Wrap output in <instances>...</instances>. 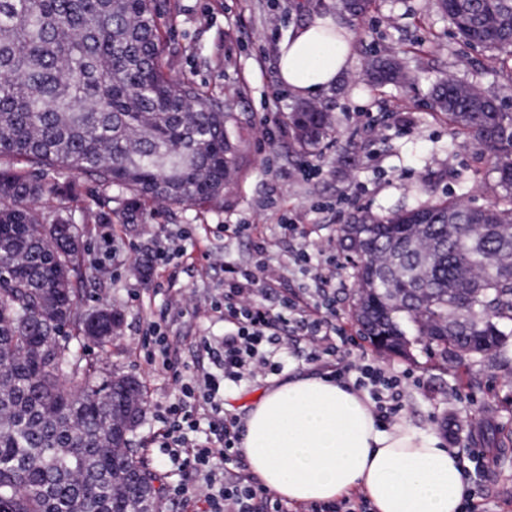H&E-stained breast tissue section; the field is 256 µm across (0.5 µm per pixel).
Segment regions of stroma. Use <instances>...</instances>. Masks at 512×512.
Segmentation results:
<instances>
[{
  "mask_svg": "<svg viewBox=\"0 0 512 512\" xmlns=\"http://www.w3.org/2000/svg\"><path fill=\"white\" fill-rule=\"evenodd\" d=\"M161 18L171 77L203 87L242 115L240 148L245 170L211 206L147 202L135 223L93 221L101 189L79 179L74 205L84 221V247L106 272L85 285L84 309L112 305L123 325L91 358L108 371L135 376L146 405L134 445L156 473L165 467L149 445L160 426L157 410L174 400L176 387L146 363L140 343L148 319H170L169 339L184 350L199 337L218 340L224 319L210 308L224 295L225 264L255 260L256 235L270 241L265 261L283 285L307 284L308 275L289 266L294 241L280 223L301 224L312 242L336 258L327 272L350 282L348 253L336 237L339 224L360 212L385 214L425 201H462L481 206L492 200L494 179L487 157L436 115L430 92L446 78L478 84L512 113V57L464 47L436 0H371L361 12L342 0H165ZM338 18L353 38L354 66L317 100L330 113L336 134L311 153L301 150L284 123L296 105L278 75L277 44L312 13ZM398 56L410 79L400 86L367 83L369 61ZM282 121L274 141L262 120ZM232 224L247 225L234 234ZM174 251L171 260L149 264L158 241ZM359 351L381 365L411 370L422 381L410 388L404 420L434 432L446 447L461 448L475 437L485 452L486 474L471 482L475 512H512V360L472 366L435 367L425 354L413 358L377 351L360 340Z\"/></svg>",
  "mask_w": 512,
  "mask_h": 512,
  "instance_id": "35a3bbf8",
  "label": "stroma"
}]
</instances>
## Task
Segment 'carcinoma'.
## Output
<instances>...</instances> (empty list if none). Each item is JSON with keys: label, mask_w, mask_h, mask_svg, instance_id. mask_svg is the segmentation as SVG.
<instances>
[{"label": "carcinoma", "mask_w": 512, "mask_h": 512, "mask_svg": "<svg viewBox=\"0 0 512 512\" xmlns=\"http://www.w3.org/2000/svg\"><path fill=\"white\" fill-rule=\"evenodd\" d=\"M462 45L512 56V0H438ZM161 0H0V512H145L160 488L132 436L143 391L63 340L102 345L122 314L78 312L83 230L71 176L103 190L100 214L131 223L147 200L224 199L240 169L237 113L165 70ZM374 82L402 67L380 58ZM448 125L489 154L486 207L424 202L339 225L355 257L352 315L380 350L443 366L512 339V113L453 78L434 92ZM301 147L335 133L314 105L288 115ZM51 205L39 220L29 204ZM122 205L116 212L109 204Z\"/></svg>", "instance_id": "obj_1"}]
</instances>
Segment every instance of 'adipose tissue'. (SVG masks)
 Listing matches in <instances>:
<instances>
[{
	"mask_svg": "<svg viewBox=\"0 0 512 512\" xmlns=\"http://www.w3.org/2000/svg\"><path fill=\"white\" fill-rule=\"evenodd\" d=\"M354 63L348 30L329 15L291 28L280 80L297 98L332 88ZM252 474L292 503L362 490L375 512H461L467 484L456 449L409 422L379 429L371 405L325 378L300 375L265 390L244 420Z\"/></svg>",
	"mask_w": 512,
	"mask_h": 512,
	"instance_id": "1",
	"label": "adipose tissue"
}]
</instances>
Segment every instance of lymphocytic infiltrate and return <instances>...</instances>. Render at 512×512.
I'll use <instances>...</instances> for the list:
<instances>
[{
    "label": "lymphocytic infiltrate",
    "instance_id": "1",
    "mask_svg": "<svg viewBox=\"0 0 512 512\" xmlns=\"http://www.w3.org/2000/svg\"><path fill=\"white\" fill-rule=\"evenodd\" d=\"M253 247L258 256L253 267L224 268L221 341L200 337L187 360L170 342L167 323L153 319L142 340L144 360L168 373L178 392L153 443L183 476L167 485L164 495L178 500L184 512H292L286 501L244 474V425L225 412L221 390L225 382L238 385L259 374L281 373L284 350L294 349L319 366L335 358L328 381L367 397L379 427L395 424L404 410L408 372L351 358L356 340L337 318L335 281L316 272L312 289L283 290L279 279L265 272V238ZM229 464L241 469V476L226 477Z\"/></svg>",
    "mask_w": 512,
    "mask_h": 512
}]
</instances>
